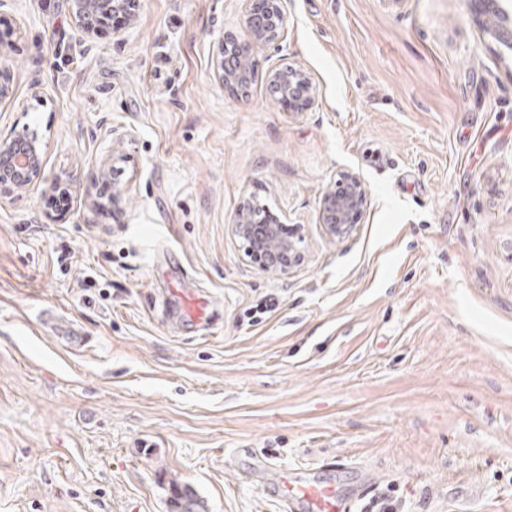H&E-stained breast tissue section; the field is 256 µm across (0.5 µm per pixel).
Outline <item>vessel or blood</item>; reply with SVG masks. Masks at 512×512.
Here are the masks:
<instances>
[{
    "label": "vessel or blood",
    "mask_w": 512,
    "mask_h": 512,
    "mask_svg": "<svg viewBox=\"0 0 512 512\" xmlns=\"http://www.w3.org/2000/svg\"><path fill=\"white\" fill-rule=\"evenodd\" d=\"M264 491L282 501L288 512H352L350 502L335 487L313 477L294 480L280 471L265 484Z\"/></svg>",
    "instance_id": "1"
}]
</instances>
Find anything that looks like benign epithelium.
Masks as SVG:
<instances>
[{"label":"benign epithelium","instance_id":"obj_1","mask_svg":"<svg viewBox=\"0 0 512 512\" xmlns=\"http://www.w3.org/2000/svg\"><path fill=\"white\" fill-rule=\"evenodd\" d=\"M245 25L251 41L238 43L233 37H221L222 48L234 51L222 54L216 66V78L224 85L244 86L252 76V55L258 48L280 41L286 29L281 0H245ZM137 0H86L78 5L75 20L86 33L96 30L101 20L122 13L132 21ZM270 88L281 89L277 100L294 112L309 109L316 90L307 74L293 65H284L269 77ZM35 147L16 140L13 135L0 138V180L9 179L19 187L31 186L41 176L42 165L34 159ZM341 193L331 188L320 202V223L328 236L345 240L356 230L359 216L368 203V191L359 176L347 173L341 178ZM234 234L244 253L257 258L269 273L280 275L300 262L301 226L286 224L268 207L245 200L237 210Z\"/></svg>","mask_w":512,"mask_h":512}]
</instances>
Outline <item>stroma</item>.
<instances>
[{
	"mask_svg": "<svg viewBox=\"0 0 512 512\" xmlns=\"http://www.w3.org/2000/svg\"><path fill=\"white\" fill-rule=\"evenodd\" d=\"M471 0H282L240 92L214 76L243 0H139L84 34L75 0H0V512H282L257 460L357 489L353 512H512V48ZM303 69L314 105L269 93ZM352 172L368 205L328 237ZM67 185L56 211L46 185ZM254 198L302 227L273 275L232 232ZM206 300L189 326L170 284ZM269 85L272 89H281V95L274 97L294 112H303L315 102L313 83L302 69L293 65L287 64L275 70L269 77ZM35 147L19 142L12 133L0 138V180L8 178L19 188L31 186L42 173V164L34 159ZM339 185L342 193H336L335 186L326 191L320 202V223L328 236L345 240L356 230L359 216L368 203V191L359 176L347 173ZM172 494L179 512L208 511L205 501L187 486L181 488L179 485H174Z\"/></svg>",
	"mask_w": 512,
	"mask_h": 512,
	"instance_id": "35a3bbf8",
	"label": "stroma"
}]
</instances>
